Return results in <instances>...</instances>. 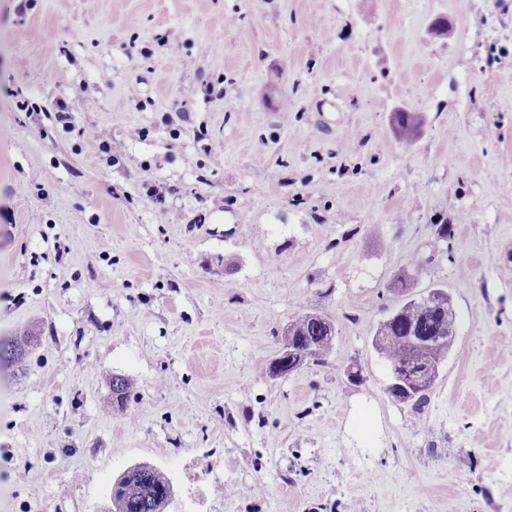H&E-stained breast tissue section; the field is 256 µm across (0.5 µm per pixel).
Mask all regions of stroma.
<instances>
[{
  "label": "stroma",
  "mask_w": 512,
  "mask_h": 512,
  "mask_svg": "<svg viewBox=\"0 0 512 512\" xmlns=\"http://www.w3.org/2000/svg\"><path fill=\"white\" fill-rule=\"evenodd\" d=\"M4 224L0 512L138 462L166 512H512V0H0ZM406 271L458 318L420 414L371 345ZM304 312L327 365L257 372ZM421 123V117L415 112H393L392 124L397 138L406 146L416 140ZM30 336L28 332H23L18 338L8 341H0V366L12 365L19 363L22 360L20 350L22 346H28L30 343ZM111 388V401L107 404L108 411L112 414L123 413L126 416L136 415L134 410L129 409V403L133 392V383L130 378L122 374L107 375ZM386 391L395 402L410 405L411 409L419 414L424 411L430 401L431 390L415 392L414 395H409L403 390L395 388H387Z\"/></svg>",
  "instance_id": "1"
}]
</instances>
